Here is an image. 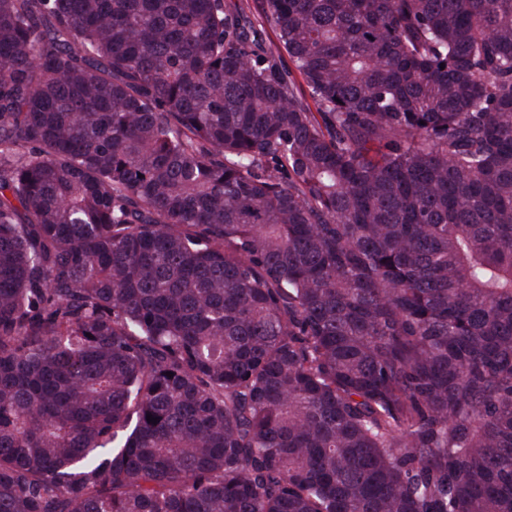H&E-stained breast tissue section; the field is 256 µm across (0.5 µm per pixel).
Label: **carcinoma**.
Segmentation results:
<instances>
[{
  "mask_svg": "<svg viewBox=\"0 0 512 512\" xmlns=\"http://www.w3.org/2000/svg\"><path fill=\"white\" fill-rule=\"evenodd\" d=\"M0 512H512V0H0Z\"/></svg>",
  "mask_w": 512,
  "mask_h": 512,
  "instance_id": "carcinoma-1",
  "label": "carcinoma"
}]
</instances>
